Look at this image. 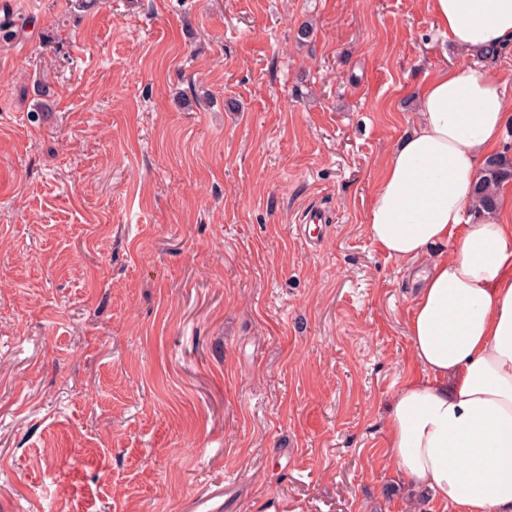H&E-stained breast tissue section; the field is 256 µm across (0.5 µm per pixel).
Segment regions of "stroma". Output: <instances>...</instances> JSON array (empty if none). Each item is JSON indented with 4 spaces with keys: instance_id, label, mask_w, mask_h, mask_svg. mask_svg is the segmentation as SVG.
I'll list each match as a JSON object with an SVG mask.
<instances>
[{
    "instance_id": "1",
    "label": "stroma",
    "mask_w": 512,
    "mask_h": 512,
    "mask_svg": "<svg viewBox=\"0 0 512 512\" xmlns=\"http://www.w3.org/2000/svg\"><path fill=\"white\" fill-rule=\"evenodd\" d=\"M428 4L0 0V512H442L388 458L416 290L364 232L461 60ZM300 229L302 236L306 241L319 239V233L321 230L326 228V215L324 212L318 210H308L304 212L301 216ZM311 225H314V228L311 229ZM319 231L318 235L314 236L315 231Z\"/></svg>"
}]
</instances>
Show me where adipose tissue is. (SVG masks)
Returning <instances> with one entry per match:
<instances>
[{"mask_svg":"<svg viewBox=\"0 0 512 512\" xmlns=\"http://www.w3.org/2000/svg\"><path fill=\"white\" fill-rule=\"evenodd\" d=\"M429 9L466 62L423 85L365 226L382 253L417 267L407 330L418 373L389 403L390 460L451 512H512V211L479 213L473 199L511 117L512 81L479 57L512 45V0ZM435 242L450 243L448 256L424 261Z\"/></svg>","mask_w":512,"mask_h":512,"instance_id":"ef3b65f1","label":"adipose tissue"}]
</instances>
